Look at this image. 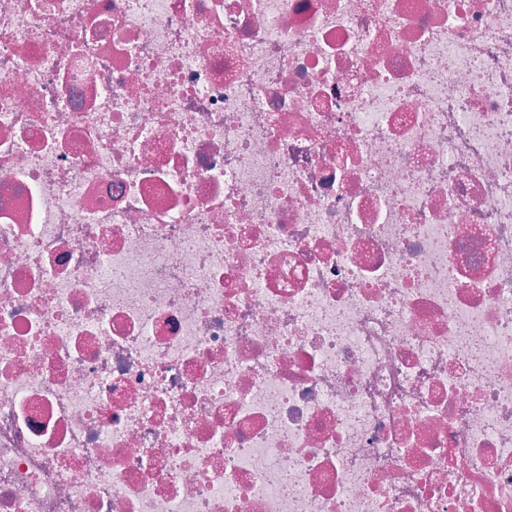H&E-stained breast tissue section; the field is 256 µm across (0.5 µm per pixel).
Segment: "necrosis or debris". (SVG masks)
<instances>
[{
    "mask_svg": "<svg viewBox=\"0 0 512 512\" xmlns=\"http://www.w3.org/2000/svg\"><path fill=\"white\" fill-rule=\"evenodd\" d=\"M0 512H512V0H0Z\"/></svg>",
    "mask_w": 512,
    "mask_h": 512,
    "instance_id": "4bbe7bcc",
    "label": "necrosis or debris"
}]
</instances>
